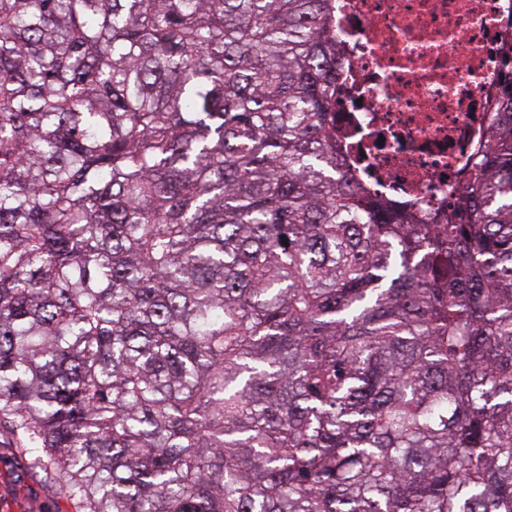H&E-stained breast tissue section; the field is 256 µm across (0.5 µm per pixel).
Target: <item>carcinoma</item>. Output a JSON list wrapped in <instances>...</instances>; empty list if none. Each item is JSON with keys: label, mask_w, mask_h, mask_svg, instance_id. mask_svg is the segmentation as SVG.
<instances>
[{"label": "carcinoma", "mask_w": 512, "mask_h": 512, "mask_svg": "<svg viewBox=\"0 0 512 512\" xmlns=\"http://www.w3.org/2000/svg\"><path fill=\"white\" fill-rule=\"evenodd\" d=\"M330 2L0 0V421L82 512H512V72L418 224Z\"/></svg>", "instance_id": "obj_1"}]
</instances>
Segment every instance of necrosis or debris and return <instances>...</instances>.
<instances>
[{
  "mask_svg": "<svg viewBox=\"0 0 512 512\" xmlns=\"http://www.w3.org/2000/svg\"><path fill=\"white\" fill-rule=\"evenodd\" d=\"M345 171L421 224L447 217L512 69V0H334Z\"/></svg>",
  "mask_w": 512,
  "mask_h": 512,
  "instance_id": "1",
  "label": "necrosis or debris"
}]
</instances>
